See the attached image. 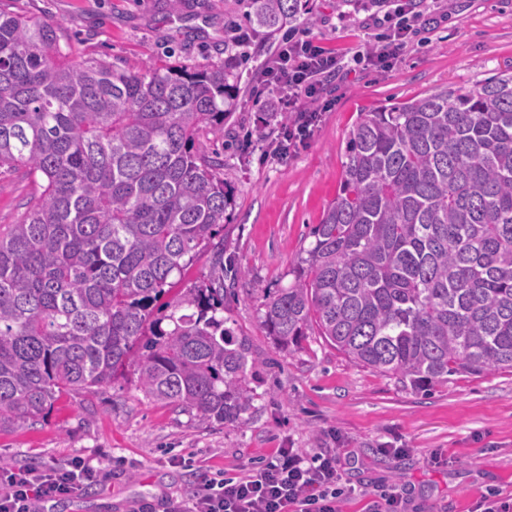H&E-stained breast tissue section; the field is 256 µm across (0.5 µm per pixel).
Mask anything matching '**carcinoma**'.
Segmentation results:
<instances>
[{
    "mask_svg": "<svg viewBox=\"0 0 512 512\" xmlns=\"http://www.w3.org/2000/svg\"><path fill=\"white\" fill-rule=\"evenodd\" d=\"M224 62L123 69L74 60L56 22L0 2V167L38 196L0 225V430L136 366L140 388L200 420L242 424L245 341L224 325V133L248 35L314 23L309 0H237ZM392 0H339L382 11ZM294 282L264 304L279 348L315 330L351 362L423 389L512 369V68L364 113L344 178ZM211 248L203 283L155 314Z\"/></svg>",
    "mask_w": 512,
    "mask_h": 512,
    "instance_id": "carcinoma-1",
    "label": "carcinoma"
}]
</instances>
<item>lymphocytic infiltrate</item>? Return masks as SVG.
<instances>
[{
    "mask_svg": "<svg viewBox=\"0 0 512 512\" xmlns=\"http://www.w3.org/2000/svg\"><path fill=\"white\" fill-rule=\"evenodd\" d=\"M340 70L333 55L303 38L285 42L277 57L261 68L259 80L283 92L271 103V111L295 116L281 132L277 158H286L309 137L317 115L304 100ZM337 466L335 454L283 448L274 461L243 477L202 480L189 498L173 504L171 512H340L345 490ZM96 478V470L81 459L44 469H0V512H34Z\"/></svg>",
    "mask_w": 512,
    "mask_h": 512,
    "instance_id": "lymphocytic-infiltrate-1",
    "label": "lymphocytic infiltrate"
}]
</instances>
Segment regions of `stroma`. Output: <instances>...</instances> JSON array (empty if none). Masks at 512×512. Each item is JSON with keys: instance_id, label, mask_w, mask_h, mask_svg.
<instances>
[{"instance_id": "35a3bbf8", "label": "stroma", "mask_w": 512, "mask_h": 512, "mask_svg": "<svg viewBox=\"0 0 512 512\" xmlns=\"http://www.w3.org/2000/svg\"><path fill=\"white\" fill-rule=\"evenodd\" d=\"M18 14L63 23L76 58L118 66L198 68L224 58V16L235 0H5ZM306 37L338 57L318 120L286 160L236 144L256 129L276 95L256 82L279 37H258L240 63L238 96L223 137L230 195L224 262L245 276L224 298V318L246 338L255 399L241 425L202 421L141 390L135 367L94 393L61 396L43 420L0 432V468H44L79 458L99 477L55 500L54 512H167L203 476L241 477L278 449L332 452L348 493L342 512H371L381 492L405 489L410 512H475L489 492L512 498V372L449 376L428 390L357 365L321 337L285 351L261 315L268 295L288 287L298 259L343 180L350 134L361 113L452 86L470 89L512 67V0H423L403 55L391 68L367 64L370 44L389 26L372 10L339 12L311 0ZM37 195L22 169H0V224L18 223Z\"/></svg>"}]
</instances>
